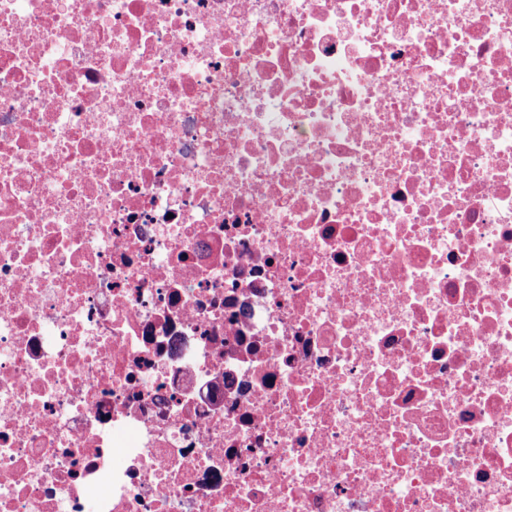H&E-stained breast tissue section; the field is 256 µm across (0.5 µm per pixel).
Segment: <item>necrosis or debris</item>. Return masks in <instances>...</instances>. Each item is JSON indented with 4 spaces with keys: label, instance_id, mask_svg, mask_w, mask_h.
Wrapping results in <instances>:
<instances>
[{
    "label": "necrosis or debris",
    "instance_id": "obj_1",
    "mask_svg": "<svg viewBox=\"0 0 512 512\" xmlns=\"http://www.w3.org/2000/svg\"><path fill=\"white\" fill-rule=\"evenodd\" d=\"M0 512H512V0H0Z\"/></svg>",
    "mask_w": 512,
    "mask_h": 512
}]
</instances>
